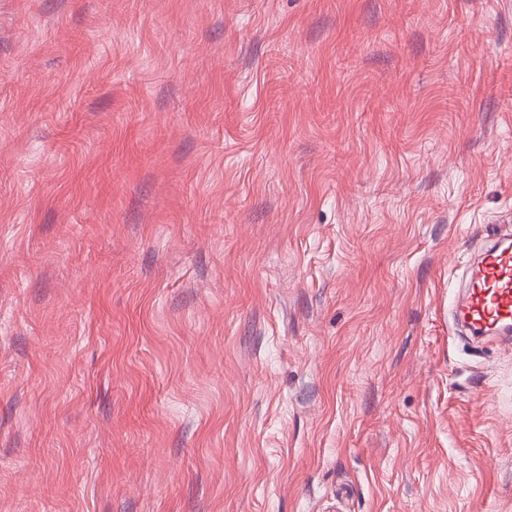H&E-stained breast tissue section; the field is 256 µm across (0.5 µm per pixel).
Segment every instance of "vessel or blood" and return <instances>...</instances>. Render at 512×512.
<instances>
[{
	"label": "vessel or blood",
	"instance_id": "b4317fda",
	"mask_svg": "<svg viewBox=\"0 0 512 512\" xmlns=\"http://www.w3.org/2000/svg\"><path fill=\"white\" fill-rule=\"evenodd\" d=\"M456 313L472 335H512V234L492 239L483 249Z\"/></svg>",
	"mask_w": 512,
	"mask_h": 512
}]
</instances>
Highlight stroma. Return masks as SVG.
Here are the masks:
<instances>
[{
    "label": "stroma",
    "mask_w": 512,
    "mask_h": 512,
    "mask_svg": "<svg viewBox=\"0 0 512 512\" xmlns=\"http://www.w3.org/2000/svg\"><path fill=\"white\" fill-rule=\"evenodd\" d=\"M512 0H0V512H512ZM457 318L474 336L512 335V234L492 239L472 267Z\"/></svg>",
    "instance_id": "stroma-1"
}]
</instances>
